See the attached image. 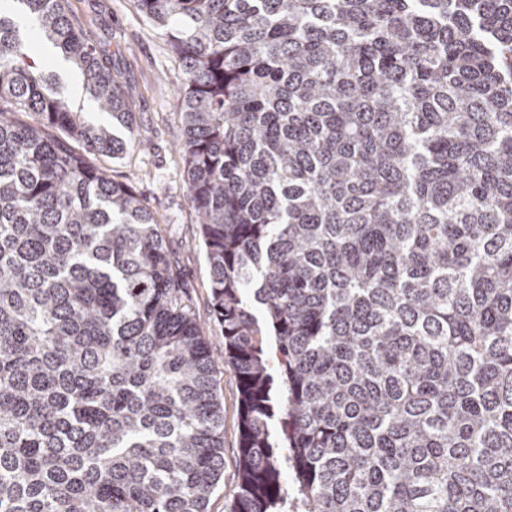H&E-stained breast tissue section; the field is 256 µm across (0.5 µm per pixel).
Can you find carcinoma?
Masks as SVG:
<instances>
[{
    "label": "carcinoma",
    "instance_id": "carcinoma-1",
    "mask_svg": "<svg viewBox=\"0 0 512 512\" xmlns=\"http://www.w3.org/2000/svg\"><path fill=\"white\" fill-rule=\"evenodd\" d=\"M12 2L0 512H208L213 350L158 218L88 160L130 152L129 98L67 0ZM133 5L181 66L239 390L228 512H512V0ZM24 23L96 116L31 61Z\"/></svg>",
    "mask_w": 512,
    "mask_h": 512
}]
</instances>
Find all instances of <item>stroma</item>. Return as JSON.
<instances>
[{"mask_svg": "<svg viewBox=\"0 0 512 512\" xmlns=\"http://www.w3.org/2000/svg\"><path fill=\"white\" fill-rule=\"evenodd\" d=\"M68 6L98 52L111 58L133 101L137 122L133 149L124 159L106 161L108 173L132 186L155 213L194 317L214 350L223 351L222 329L212 311L210 267L178 153L184 137L179 118L180 67L160 30L144 21L132 0H68ZM27 47L39 66L65 82L74 108L92 113L80 78L37 32H29ZM215 380L224 406V475L209 512H227L239 481L238 387L233 369L221 361Z\"/></svg>", "mask_w": 512, "mask_h": 512, "instance_id": "1", "label": "stroma"}]
</instances>
